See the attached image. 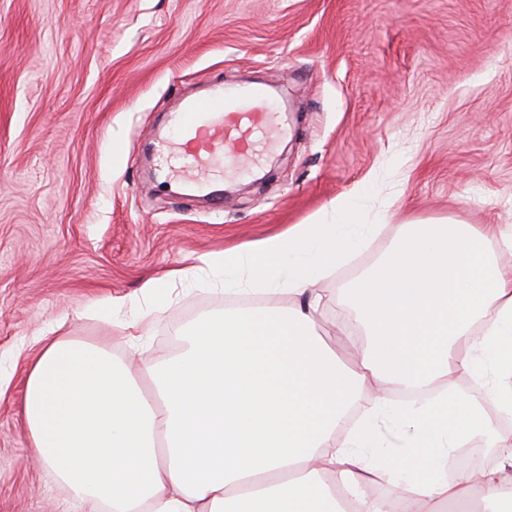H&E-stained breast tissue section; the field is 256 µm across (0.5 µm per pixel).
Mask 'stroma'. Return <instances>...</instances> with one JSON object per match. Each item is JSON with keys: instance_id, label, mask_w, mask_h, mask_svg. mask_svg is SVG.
<instances>
[{"instance_id": "obj_1", "label": "stroma", "mask_w": 512, "mask_h": 512, "mask_svg": "<svg viewBox=\"0 0 512 512\" xmlns=\"http://www.w3.org/2000/svg\"><path fill=\"white\" fill-rule=\"evenodd\" d=\"M217 82L269 85L290 112L219 207L153 154L176 104ZM337 198L380 227L321 283L317 332L343 352L358 339L336 290L400 225H512V0H0V512L71 509L23 410L47 339L165 358L223 294L174 284L135 328L98 305Z\"/></svg>"}]
</instances>
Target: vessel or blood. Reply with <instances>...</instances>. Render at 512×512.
Wrapping results in <instances>:
<instances>
[{
    "mask_svg": "<svg viewBox=\"0 0 512 512\" xmlns=\"http://www.w3.org/2000/svg\"><path fill=\"white\" fill-rule=\"evenodd\" d=\"M266 103L263 87H252L245 103L237 105L220 84L206 95L183 101L175 114L178 140L157 146L159 163L181 172L196 191L206 192L215 176L225 174L226 162L243 168L258 140L273 135L276 124Z\"/></svg>",
    "mask_w": 512,
    "mask_h": 512,
    "instance_id": "1",
    "label": "vessel or blood"
}]
</instances>
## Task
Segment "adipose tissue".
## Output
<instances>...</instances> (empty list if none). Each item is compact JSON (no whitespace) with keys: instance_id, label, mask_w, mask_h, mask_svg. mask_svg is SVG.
I'll return each instance as SVG.
<instances>
[{"instance_id":"obj_1","label":"adipose tissue","mask_w":512,"mask_h":512,"mask_svg":"<svg viewBox=\"0 0 512 512\" xmlns=\"http://www.w3.org/2000/svg\"><path fill=\"white\" fill-rule=\"evenodd\" d=\"M378 230L336 199L307 224L200 256L236 294L288 292L176 329V354L131 372L102 344L50 339L30 367L31 457L77 512H444L480 496L512 512V253L503 225H403L378 271L343 292L364 339L344 364L316 332L320 284ZM466 376L479 389L449 392ZM153 382L145 394L141 378ZM411 393L394 403L390 386ZM488 469L449 470L473 440ZM390 486L362 489V473ZM472 451H477L480 454V462L474 467H484L491 463H493L491 466H493L498 459H496L497 453L494 452L493 448H483L481 446L480 442H472L469 445H467L465 448H462V450L458 453V455L449 463L448 468L449 470H456L458 467L457 463L458 461L470 454ZM496 459V460H495Z\"/></svg>"}]
</instances>
